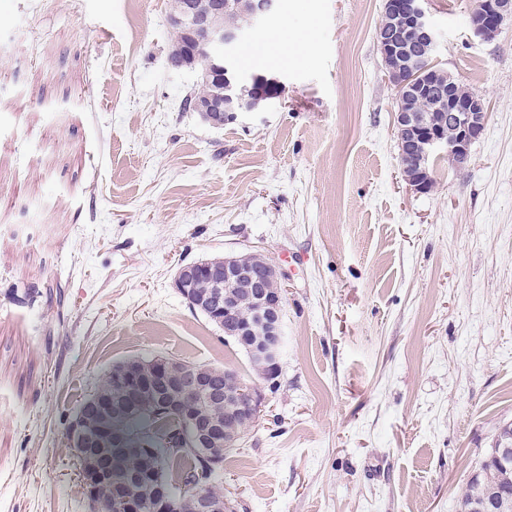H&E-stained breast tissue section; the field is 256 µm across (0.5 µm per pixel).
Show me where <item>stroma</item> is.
<instances>
[{"label": "stroma", "instance_id": "obj_1", "mask_svg": "<svg viewBox=\"0 0 512 512\" xmlns=\"http://www.w3.org/2000/svg\"><path fill=\"white\" fill-rule=\"evenodd\" d=\"M384 0H281L309 37L267 112L185 110L171 0H0V512H87L68 432L113 364L228 367L265 396L224 462L230 512H461L512 427V17L427 0L436 64L489 114L465 169L405 181ZM278 266L274 380L193 311L185 264ZM508 16H512L511 0H478L471 15V25L475 35L491 41Z\"/></svg>", "mask_w": 512, "mask_h": 512}]
</instances>
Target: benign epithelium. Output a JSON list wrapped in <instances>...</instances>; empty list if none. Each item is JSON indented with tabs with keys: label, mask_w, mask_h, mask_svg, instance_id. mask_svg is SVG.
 <instances>
[{
	"label": "benign epithelium",
	"mask_w": 512,
	"mask_h": 512,
	"mask_svg": "<svg viewBox=\"0 0 512 512\" xmlns=\"http://www.w3.org/2000/svg\"><path fill=\"white\" fill-rule=\"evenodd\" d=\"M279 0H209L202 5L197 0H182L181 9L171 15L172 27L184 31L197 45L207 48L208 63L195 70L196 83L203 87L215 86V91L200 97L195 111L214 127L233 121L240 113L264 112L283 98L286 86L278 78H259L245 75L236 66L238 47L251 39L252 33L262 27L278 12ZM247 13L245 24H221L217 18L240 10ZM385 11L396 15L401 24L380 38L379 47L383 59L398 62L395 75L409 70L406 93L416 99L425 95L437 99L439 117L428 121L420 113L402 108L395 112V124L402 171L408 170L406 145H415L424 153L437 148L448 151V160L458 168L470 161L471 145L480 139L486 127L488 109L485 99L472 94L460 97L445 90L434 77L435 68L430 52L436 46V33L427 15L425 0H385ZM512 16V0H476L471 15L475 35L491 41L495 38L503 20ZM224 279L225 286L235 288L246 285L253 292L251 302L256 306L265 330L257 344L251 348L255 359L268 369L278 370L283 344L281 307H268L267 293L256 290L261 277L249 265L238 258H224L218 262H194L181 266L175 278V288L183 297L189 296L197 279L203 276ZM240 302L234 296L216 294L211 309L217 322L236 315ZM154 374L149 382L127 371L120 375L119 383L126 394L137 398L146 384L156 390V407L174 414H183L182 402L207 387L202 372L172 370V361L154 360ZM224 396L228 416H239L255 421L262 407L263 395L255 386L244 382L233 373L225 375ZM188 432L185 440L195 449L205 447L211 428L185 417ZM71 438L77 439L80 455H86L92 441L88 439L87 426L77 417L70 428ZM91 512H99L102 495L111 492L112 477L100 473L93 479L83 478ZM224 512V504L215 503L201 489L185 499L163 498L154 512Z\"/></svg>",
	"instance_id": "1"
}]
</instances>
